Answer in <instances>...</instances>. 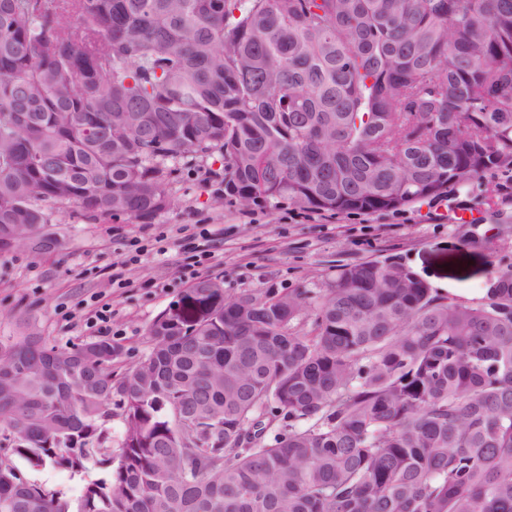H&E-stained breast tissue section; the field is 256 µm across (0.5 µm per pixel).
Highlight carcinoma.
Listing matches in <instances>:
<instances>
[{
	"instance_id": "obj_1",
	"label": "carcinoma",
	"mask_w": 512,
	"mask_h": 512,
	"mask_svg": "<svg viewBox=\"0 0 512 512\" xmlns=\"http://www.w3.org/2000/svg\"><path fill=\"white\" fill-rule=\"evenodd\" d=\"M215 152L270 210L512 175V0H0L1 248L50 243V206L147 221ZM147 339L120 374L109 339L0 344V512H512L511 264L476 305L346 264ZM93 458L117 465L75 499L16 463Z\"/></svg>"
}]
</instances>
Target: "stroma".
I'll return each mask as SVG.
<instances>
[{
	"label": "stroma",
	"mask_w": 512,
	"mask_h": 512,
	"mask_svg": "<svg viewBox=\"0 0 512 512\" xmlns=\"http://www.w3.org/2000/svg\"><path fill=\"white\" fill-rule=\"evenodd\" d=\"M221 164L215 154L183 166L171 184V207L147 223L90 217L70 206L51 214L60 247L0 251V340L19 336L24 316L51 344L96 340L86 317L103 302L112 309L108 337L121 347L115 369L125 370L146 352L154 320L190 304L193 280L182 271L181 241L202 231L215 247L201 274L219 279L228 297L268 289L316 291L341 265L394 257L433 294L472 304L484 300L489 282L512 263V202L500 190V174L486 173L461 191L396 211L317 213L299 220L289 206L271 212L225 198L208 181ZM474 232L484 238L481 247L469 244ZM134 242L142 252L133 263ZM117 268L130 287L111 286ZM25 474L71 499L108 471L92 465L74 474L48 466Z\"/></svg>",
	"instance_id": "1"
}]
</instances>
